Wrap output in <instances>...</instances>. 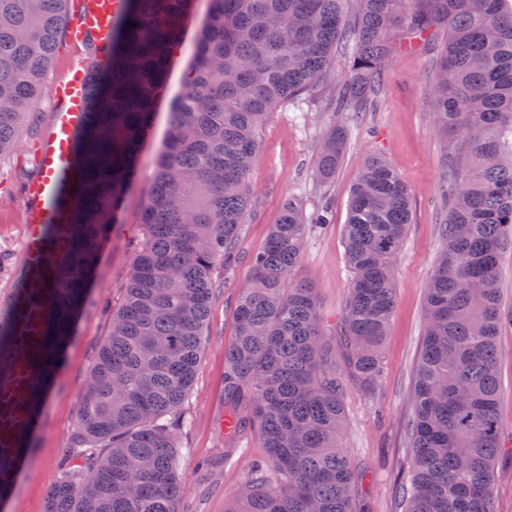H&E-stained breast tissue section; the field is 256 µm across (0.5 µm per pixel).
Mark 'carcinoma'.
<instances>
[{
    "instance_id": "obj_1",
    "label": "carcinoma",
    "mask_w": 512,
    "mask_h": 512,
    "mask_svg": "<svg viewBox=\"0 0 512 512\" xmlns=\"http://www.w3.org/2000/svg\"><path fill=\"white\" fill-rule=\"evenodd\" d=\"M103 67L89 75V120L78 138L84 180L71 211L69 254L45 297L38 339L24 350L0 324V389L26 362L27 419L0 418V495L9 493L27 437L87 294V284L150 134L171 55L194 0H124ZM186 88L171 106L137 254L121 305L79 408L87 449L48 496L47 512H178L186 491L166 417L185 401L201 355L212 271L232 249L251 199L259 132L273 108L320 86L347 59L335 110L363 112L381 82L391 39L439 31L433 106L448 160L444 249L426 288V330L410 429L412 478L404 512H493L492 483L508 451L497 413L501 319L497 269L512 246V7L506 0H210ZM68 0H0V158L17 148L60 37ZM347 129L330 125L317 155L336 176ZM406 185L382 157L365 158L349 201L344 247L352 279L343 336L366 386L381 372L395 304L393 263L408 224ZM290 197L237 305L224 352V435L258 428L267 460L244 479L228 512H353L357 475L340 447L346 414L336 346L313 288L288 284L308 222ZM101 443V453L88 445Z\"/></svg>"
}]
</instances>
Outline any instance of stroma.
<instances>
[{
    "instance_id": "1",
    "label": "stroma",
    "mask_w": 512,
    "mask_h": 512,
    "mask_svg": "<svg viewBox=\"0 0 512 512\" xmlns=\"http://www.w3.org/2000/svg\"><path fill=\"white\" fill-rule=\"evenodd\" d=\"M209 9V0H196L183 41L173 54L153 132L140 148L139 175L130 183L121 219L111 226L100 252L88 299L42 406L40 426L9 496L0 502V512H45L48 489L81 448L78 409L86 380L110 332L112 310L123 299L143 240L141 216L167 137L171 104L185 90L192 47ZM436 59L435 51L414 39H404L395 47L368 111L348 123L343 161L329 183L318 182L315 174L321 136L334 119L328 90L281 103L264 124L253 163L247 220L240 227L232 261L214 268L200 362L187 401L169 416L177 425L178 472L187 486L180 512H225L246 474L266 459L257 428H246L232 444L224 438V351L236 335V307L252 274V257L264 249L288 197L299 198L309 212L324 200L333 206L332 224L310 228L293 279L314 288L328 337L338 341L350 281L344 226L351 189L362 161L370 155L382 156L404 181L413 218L394 262L396 299L377 382L365 387L347 363L338 365L347 414L343 446L358 474L354 512H404L400 491L410 474L408 431L415 413L413 394L424 340L426 288L442 247L443 216L437 200L448 163L446 145L435 128ZM78 62L94 68L101 65L90 46L62 44L45 79L47 91L35 112L27 116L16 152L0 160V254L5 257L0 268V319L10 297L25 286L21 251L26 224L24 188L34 176V141L51 126L49 89L64 80ZM497 285L506 315L496 338L498 414L506 438L512 439V249L501 258Z\"/></svg>"
}]
</instances>
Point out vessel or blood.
<instances>
[{
	"instance_id": "1",
	"label": "vessel or blood",
	"mask_w": 512,
	"mask_h": 512,
	"mask_svg": "<svg viewBox=\"0 0 512 512\" xmlns=\"http://www.w3.org/2000/svg\"><path fill=\"white\" fill-rule=\"evenodd\" d=\"M118 8L119 0H79L69 29L70 41L78 44L91 34L100 42H109ZM88 79L89 67L80 62L55 86L50 130L34 154L38 176L25 188L28 211L23 242L25 278L32 288L48 287L47 266L61 262L67 253L66 241L55 229L65 224L80 179L76 136L86 119ZM8 321L11 335L22 343L35 335L40 314L19 294L9 304Z\"/></svg>"
}]
</instances>
